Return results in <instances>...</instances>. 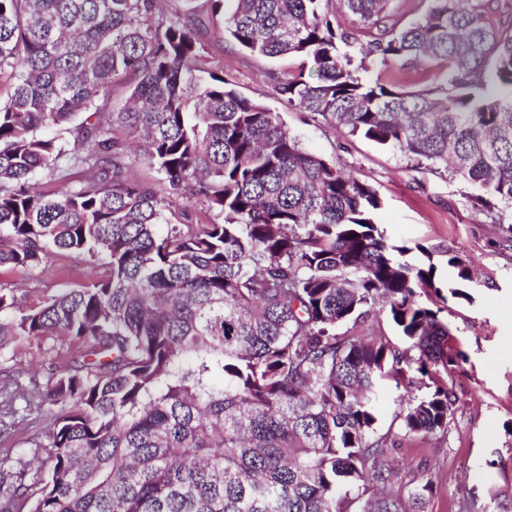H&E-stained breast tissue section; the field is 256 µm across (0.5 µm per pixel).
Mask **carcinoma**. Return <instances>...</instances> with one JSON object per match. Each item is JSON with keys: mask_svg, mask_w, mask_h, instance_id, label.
<instances>
[{"mask_svg": "<svg viewBox=\"0 0 512 512\" xmlns=\"http://www.w3.org/2000/svg\"><path fill=\"white\" fill-rule=\"evenodd\" d=\"M182 2L0 0V266L69 253L102 269L33 304L0 285V444L20 410L40 419L29 447H0V512H425L435 473L389 455L447 430L455 405L466 355L424 301H447L436 268L379 230L373 187L210 68L201 27L221 15L241 53L300 58L263 72L281 102L450 170L492 215L512 211V11ZM408 64L433 86L404 88ZM136 162L158 180H130ZM38 174L57 189L33 191ZM379 310L403 347L365 333ZM32 340L66 354L29 392L11 362ZM390 385L405 406L381 429Z\"/></svg>", "mask_w": 512, "mask_h": 512, "instance_id": "obj_1", "label": "carcinoma"}]
</instances>
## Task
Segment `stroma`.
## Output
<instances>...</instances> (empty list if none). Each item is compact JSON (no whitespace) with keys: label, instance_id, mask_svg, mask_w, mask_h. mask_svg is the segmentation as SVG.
Masks as SVG:
<instances>
[{"label":"stroma","instance_id":"stroma-1","mask_svg":"<svg viewBox=\"0 0 512 512\" xmlns=\"http://www.w3.org/2000/svg\"><path fill=\"white\" fill-rule=\"evenodd\" d=\"M202 40L211 69L224 73L243 95L279 112L288 129L311 153L334 162L370 184L382 206L375 220L407 258L430 255L441 288L454 286L449 255L472 267L467 298H451L444 316L455 330L467 361L452 378L456 393L447 432L430 442L414 440L395 455L401 469L433 467L439 475L426 512H461L460 488L470 491L475 512H512V243L500 225L472 203V187L449 175L408 167L398 154L352 136L283 105L263 81L270 67H297L299 58L274 61L245 58L223 39L221 20L208 19ZM97 272L87 259L52 255L38 270L0 268V283L22 288L29 301ZM498 491L491 501L490 491Z\"/></svg>","mask_w":512,"mask_h":512}]
</instances>
